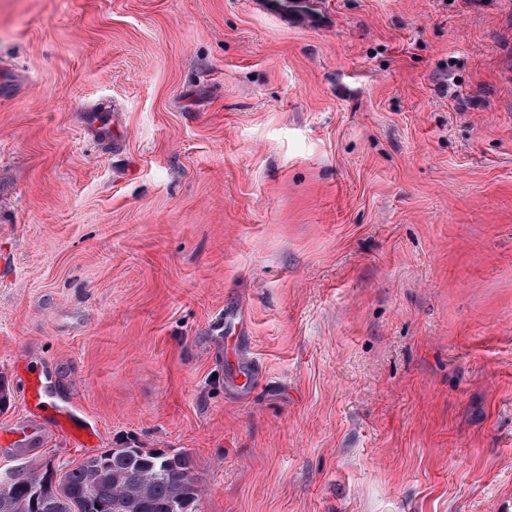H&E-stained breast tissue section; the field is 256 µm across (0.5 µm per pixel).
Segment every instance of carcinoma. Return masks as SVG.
Here are the masks:
<instances>
[{"label": "carcinoma", "instance_id": "carcinoma-1", "mask_svg": "<svg viewBox=\"0 0 512 512\" xmlns=\"http://www.w3.org/2000/svg\"><path fill=\"white\" fill-rule=\"evenodd\" d=\"M204 489L189 453L109 448L62 471L25 465L0 485V512H199Z\"/></svg>", "mask_w": 512, "mask_h": 512}]
</instances>
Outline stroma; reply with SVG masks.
<instances>
[{"label": "stroma", "mask_w": 512, "mask_h": 512, "mask_svg": "<svg viewBox=\"0 0 512 512\" xmlns=\"http://www.w3.org/2000/svg\"><path fill=\"white\" fill-rule=\"evenodd\" d=\"M0 61V433L34 356L100 437L0 476L135 444L201 512H512V0H0Z\"/></svg>", "instance_id": "1"}]
</instances>
